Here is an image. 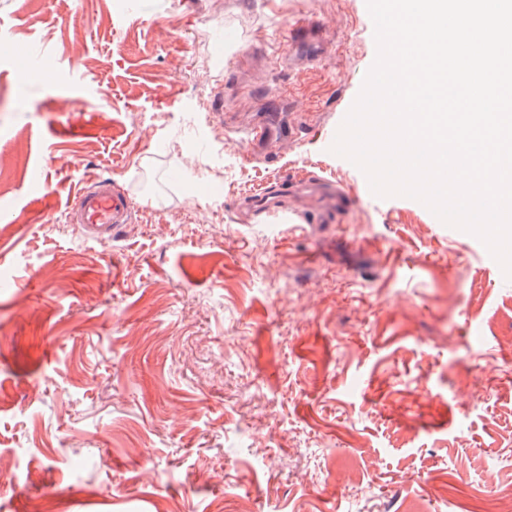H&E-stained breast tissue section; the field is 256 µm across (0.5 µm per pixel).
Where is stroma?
Instances as JSON below:
<instances>
[{
	"mask_svg": "<svg viewBox=\"0 0 512 512\" xmlns=\"http://www.w3.org/2000/svg\"><path fill=\"white\" fill-rule=\"evenodd\" d=\"M2 45L0 512L512 494V280L330 150L377 54L366 0H0ZM313 177L287 222L246 204ZM96 180L135 209L106 242L67 221Z\"/></svg>",
	"mask_w": 512,
	"mask_h": 512,
	"instance_id": "1",
	"label": "stroma"
}]
</instances>
